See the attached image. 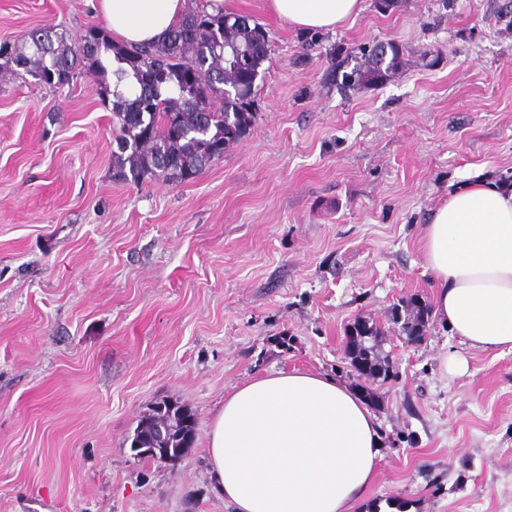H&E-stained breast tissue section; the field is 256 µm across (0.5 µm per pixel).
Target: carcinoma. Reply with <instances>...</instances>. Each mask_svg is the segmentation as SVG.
Returning a JSON list of instances; mask_svg holds the SVG:
<instances>
[{
    "label": "carcinoma",
    "instance_id": "obj_1",
    "mask_svg": "<svg viewBox=\"0 0 512 512\" xmlns=\"http://www.w3.org/2000/svg\"><path fill=\"white\" fill-rule=\"evenodd\" d=\"M191 6L154 46H124L91 27L82 40L69 38L52 26L30 31L17 42H0V68L12 64L47 85L70 83L79 66L101 75L100 95L112 102L115 119L112 151L114 175L140 183L164 180L181 183L208 169L224 152L249 134L257 113L255 78L270 58L271 41L265 28L250 16L210 13V3L189 0ZM404 65L403 50L395 43L385 49L361 48L349 72L333 73V82L349 89L387 82ZM427 307L409 300L401 324L405 336L426 331ZM360 337L364 363L388 378L392 364L379 348L385 328L364 323L347 331ZM159 418L173 421L177 431L165 443L154 444ZM196 417L184 405L164 402L152 406L136 427L130 448L137 456L160 461L181 459L194 444Z\"/></svg>",
    "mask_w": 512,
    "mask_h": 512
}]
</instances>
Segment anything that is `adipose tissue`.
<instances>
[{"instance_id": "obj_1", "label": "adipose tissue", "mask_w": 512, "mask_h": 512, "mask_svg": "<svg viewBox=\"0 0 512 512\" xmlns=\"http://www.w3.org/2000/svg\"><path fill=\"white\" fill-rule=\"evenodd\" d=\"M299 30L355 19L362 0H269ZM113 40L162 41L187 0H99ZM438 323L468 347L512 351V182L456 186L419 240ZM384 441L377 415L340 378L255 375L224 395L207 438L213 489L231 512H352L367 499Z\"/></svg>"}]
</instances>
